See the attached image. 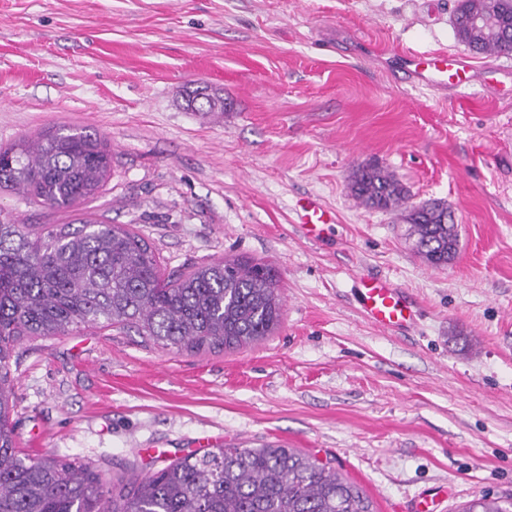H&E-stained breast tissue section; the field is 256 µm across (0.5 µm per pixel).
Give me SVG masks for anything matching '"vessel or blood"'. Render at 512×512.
<instances>
[{"label":"vessel or blood","mask_w":512,"mask_h":512,"mask_svg":"<svg viewBox=\"0 0 512 512\" xmlns=\"http://www.w3.org/2000/svg\"><path fill=\"white\" fill-rule=\"evenodd\" d=\"M401 70L412 84L432 91H459L476 79L468 55L462 53H414L400 60ZM299 227L318 235L322 225L334 223L335 212L320 201L307 198L298 204ZM364 318L382 331L407 330L416 324V312L402 288L388 279L363 275L356 288Z\"/></svg>","instance_id":"vessel-or-blood-1"}]
</instances>
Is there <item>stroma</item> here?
<instances>
[{
  "mask_svg": "<svg viewBox=\"0 0 512 512\" xmlns=\"http://www.w3.org/2000/svg\"><path fill=\"white\" fill-rule=\"evenodd\" d=\"M457 0H0V146L79 127L112 155L70 211L0 191V222L37 233L131 225L165 274L240 257L270 265L275 332L197 355L132 329L24 341L11 360L21 454L120 483L220 446L274 442L361 486L374 512L440 487L436 512L512 502V82L441 96L394 71L458 53ZM206 86L220 112L187 110ZM396 175L409 205L451 211L445 268L394 212L363 205L358 169ZM336 213L317 239L297 203ZM404 288L416 328L385 333L354 283Z\"/></svg>",
  "mask_w": 512,
  "mask_h": 512,
  "instance_id": "35a3bbf8",
  "label": "stroma"
}]
</instances>
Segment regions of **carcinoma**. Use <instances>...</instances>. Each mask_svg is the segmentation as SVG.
Returning <instances> with one entry per match:
<instances>
[{"instance_id":"obj_1","label":"carcinoma","mask_w":512,"mask_h":512,"mask_svg":"<svg viewBox=\"0 0 512 512\" xmlns=\"http://www.w3.org/2000/svg\"><path fill=\"white\" fill-rule=\"evenodd\" d=\"M455 25L472 51L505 53L494 35L474 33L466 14L489 15L512 31V0H464ZM107 143L84 128L63 127L36 142L0 147V189L11 188L51 210L99 193L109 176ZM352 190L366 205L401 211L416 248L435 268L458 247L457 225L440 204L403 207L395 175L357 171ZM282 299L272 269L226 257L175 277L132 227L84 220L32 238L0 224V512H374L369 497L317 458L268 443L212 448L170 461L116 488L88 464L53 454L20 456L11 412L9 361L25 339L68 336L103 324L179 352L237 348L270 335ZM462 512H509L486 495Z\"/></svg>"}]
</instances>
